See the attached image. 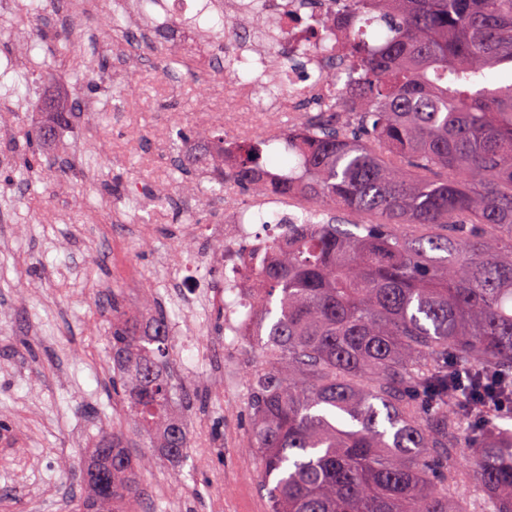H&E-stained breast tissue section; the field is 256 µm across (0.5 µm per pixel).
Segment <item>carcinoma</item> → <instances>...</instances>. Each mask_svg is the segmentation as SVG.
Returning a JSON list of instances; mask_svg holds the SVG:
<instances>
[{"instance_id":"cac0c4a2","label":"carcinoma","mask_w":512,"mask_h":512,"mask_svg":"<svg viewBox=\"0 0 512 512\" xmlns=\"http://www.w3.org/2000/svg\"><path fill=\"white\" fill-rule=\"evenodd\" d=\"M311 49L349 79L317 118L192 151L212 195L299 205L288 243L247 268L249 453L269 512H512V0H346ZM68 119L51 113L32 148ZM288 168L268 171L264 148ZM352 229H347V226ZM168 316L112 290L110 349L126 424L159 456H187ZM153 458L102 434L80 512H139ZM469 484L470 498L456 495Z\"/></svg>"}]
</instances>
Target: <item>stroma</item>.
<instances>
[{
	"mask_svg": "<svg viewBox=\"0 0 512 512\" xmlns=\"http://www.w3.org/2000/svg\"><path fill=\"white\" fill-rule=\"evenodd\" d=\"M120 0V41L149 26L144 50L129 49L122 70L107 67L96 88L82 86L71 59L52 57L56 31L33 0H0V512H76L85 493L83 464L102 429L120 420L113 401L107 332L112 292L139 310L145 297L164 303L173 334V371L193 405L183 410L189 445L179 464L156 460L142 480L145 512H268L265 490L247 450L245 387L255 352L224 343V268L195 265L210 249L206 235L182 240L177 215L201 224L224 221V202L193 190L202 181L178 133L221 126L211 96L197 97L204 75L170 85L161 76L174 46L204 37L224 51V30L211 16L183 21L167 8H133ZM124 127L96 125L116 103ZM85 111H76V104ZM69 113L68 127L39 154L27 184L10 163L45 119L46 108ZM179 129L163 126L166 113ZM167 194L156 211L142 185ZM83 210V224L59 214ZM150 224L149 236L138 228ZM198 278L211 297L195 319L169 298L175 277Z\"/></svg>",
	"mask_w": 512,
	"mask_h": 512,
	"instance_id": "35a3bbf8",
	"label": "stroma"
}]
</instances>
